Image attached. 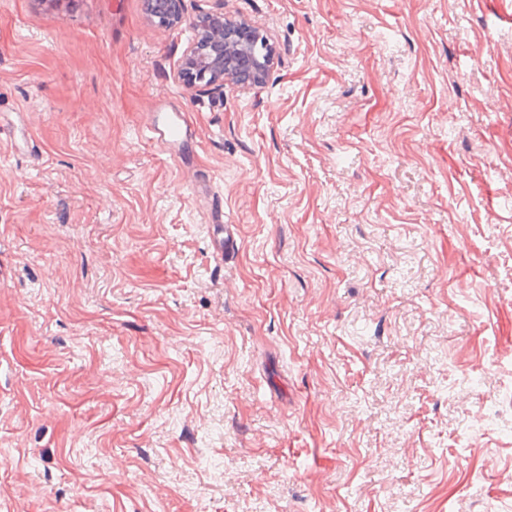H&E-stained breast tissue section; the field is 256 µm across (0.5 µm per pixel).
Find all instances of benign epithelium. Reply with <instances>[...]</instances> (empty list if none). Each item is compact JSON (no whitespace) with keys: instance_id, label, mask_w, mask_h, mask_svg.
Listing matches in <instances>:
<instances>
[{"instance_id":"obj_1","label":"benign epithelium","mask_w":512,"mask_h":512,"mask_svg":"<svg viewBox=\"0 0 512 512\" xmlns=\"http://www.w3.org/2000/svg\"><path fill=\"white\" fill-rule=\"evenodd\" d=\"M205 19V24L198 18L190 22L195 36L184 51L179 78L198 92L224 90L225 84L236 81V69L249 75L255 85L265 83L274 53L269 47L263 55L256 53L261 35L246 22L224 21L222 12H208Z\"/></svg>"}]
</instances>
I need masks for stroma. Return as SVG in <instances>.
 <instances>
[{"mask_svg": "<svg viewBox=\"0 0 512 512\" xmlns=\"http://www.w3.org/2000/svg\"><path fill=\"white\" fill-rule=\"evenodd\" d=\"M0 512H512V0H0ZM203 15L190 23L195 36L184 51L179 78L198 92L223 91L227 82L236 81L233 72L237 65L253 84L265 83L274 65V53L265 40V55L256 53L255 46L261 39L258 31L246 22L224 21L223 12ZM203 18L207 23L200 22ZM164 110L161 107L160 112H154L146 129L147 137L171 152L185 156L194 146L196 135L182 112H162ZM210 223V227L213 231V251L219 260H224V252L227 248V241L230 236L229 229L234 226L231 224L224 225V207L222 204L212 209Z\"/></svg>", "mask_w": 512, "mask_h": 512, "instance_id": "35a3bbf8", "label": "stroma"}]
</instances>
